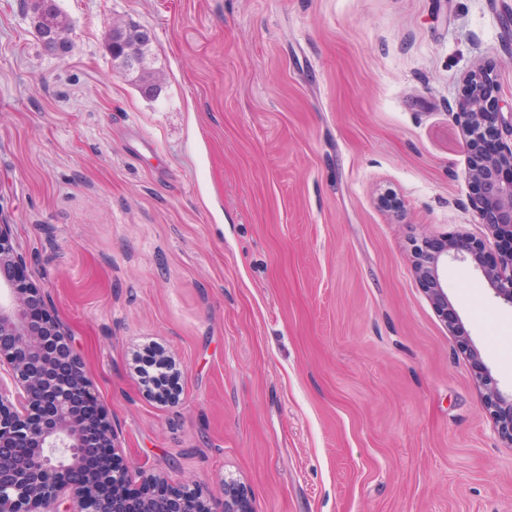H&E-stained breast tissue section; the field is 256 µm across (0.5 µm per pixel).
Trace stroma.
I'll return each mask as SVG.
<instances>
[{
    "label": "stroma",
    "instance_id": "35a3bbf8",
    "mask_svg": "<svg viewBox=\"0 0 512 512\" xmlns=\"http://www.w3.org/2000/svg\"><path fill=\"white\" fill-rule=\"evenodd\" d=\"M70 52L0 0V224L28 258L120 456L254 512H512V306L416 250L485 243L450 112L484 66L512 111V0H56ZM153 34L144 98L115 16ZM155 342L179 398L133 369ZM486 407L500 438L512 447V393L504 395L496 387L490 390Z\"/></svg>",
    "mask_w": 512,
    "mask_h": 512
}]
</instances>
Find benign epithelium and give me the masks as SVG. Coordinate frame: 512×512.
Here are the masks:
<instances>
[{
    "instance_id": "benign-epithelium-1",
    "label": "benign epithelium",
    "mask_w": 512,
    "mask_h": 512,
    "mask_svg": "<svg viewBox=\"0 0 512 512\" xmlns=\"http://www.w3.org/2000/svg\"><path fill=\"white\" fill-rule=\"evenodd\" d=\"M32 0V20L43 46L58 57L71 45V27L52 24ZM110 56L139 65L125 39L112 33ZM455 118L467 129L464 149L476 205L496 243L512 238V143L486 153L478 134L504 122L497 86L484 69L470 72ZM486 245L464 237L428 243L417 251L415 271L441 316L448 296L439 280L441 258L479 262ZM26 257L11 227L0 224V512H253L246 488L230 477L223 491L174 486L142 473L132 481L120 460L112 412L101 402L69 336L47 306L43 286L26 278ZM494 296L512 306V249L482 266ZM486 407L500 438L512 447V394L492 388Z\"/></svg>"
}]
</instances>
